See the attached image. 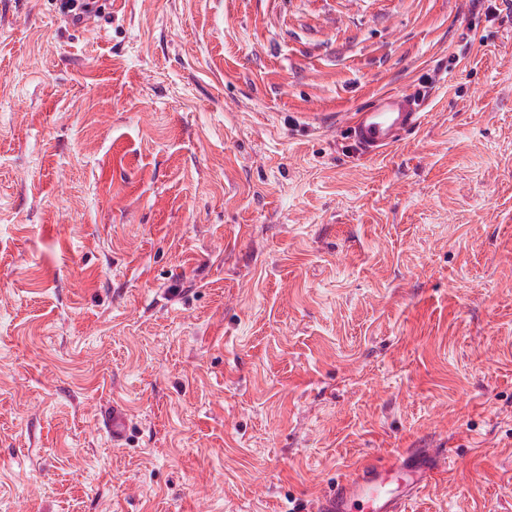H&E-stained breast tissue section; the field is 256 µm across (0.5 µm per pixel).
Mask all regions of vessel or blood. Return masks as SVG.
<instances>
[{
	"label": "vessel or blood",
	"mask_w": 512,
	"mask_h": 512,
	"mask_svg": "<svg viewBox=\"0 0 512 512\" xmlns=\"http://www.w3.org/2000/svg\"><path fill=\"white\" fill-rule=\"evenodd\" d=\"M424 121L415 97L393 90L353 112L351 130L360 150L377 156L397 145L404 134L422 128ZM102 424L113 441L125 438L127 416L121 410L105 413ZM447 468L445 449L401 448L388 458L357 464L318 498L314 512H407L409 501Z\"/></svg>",
	"instance_id": "1"
}]
</instances>
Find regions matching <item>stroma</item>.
<instances>
[{
	"mask_svg": "<svg viewBox=\"0 0 512 512\" xmlns=\"http://www.w3.org/2000/svg\"><path fill=\"white\" fill-rule=\"evenodd\" d=\"M398 448L453 461L412 512H512V22L0 0V512H303ZM63 7L75 24H86L101 14L99 0H64ZM350 115L357 144L369 156L394 147L404 134L418 131L425 121L415 97L402 90L383 92ZM127 415L112 405V412H106L102 424L112 437V443L122 441L126 436Z\"/></svg>",
	"mask_w": 512,
	"mask_h": 512,
	"instance_id": "35a3bbf8",
	"label": "stroma"
}]
</instances>
